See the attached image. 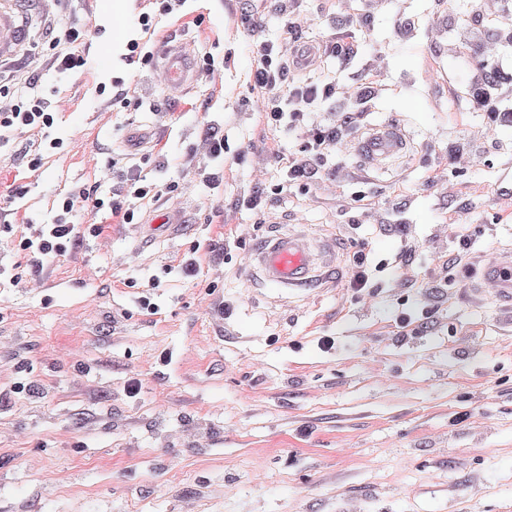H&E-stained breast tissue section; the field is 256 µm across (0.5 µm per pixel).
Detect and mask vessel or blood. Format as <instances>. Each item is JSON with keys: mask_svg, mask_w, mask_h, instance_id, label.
Returning a JSON list of instances; mask_svg holds the SVG:
<instances>
[{"mask_svg": "<svg viewBox=\"0 0 512 512\" xmlns=\"http://www.w3.org/2000/svg\"><path fill=\"white\" fill-rule=\"evenodd\" d=\"M15 0H0V58L17 53L25 46L27 31L16 20ZM195 58L189 44L176 42L160 55L157 71L166 87L180 92L192 81ZM407 146L400 124L388 122L369 129L356 149L364 170L381 167L402 154ZM334 252L318 245L304 234H283L266 241L251 253L248 266L260 274L264 284L280 289L311 291L325 272L331 271ZM472 292L492 297L499 304L512 307V251L492 254L484 264Z\"/></svg>", "mask_w": 512, "mask_h": 512, "instance_id": "obj_1", "label": "vessel or blood"}]
</instances>
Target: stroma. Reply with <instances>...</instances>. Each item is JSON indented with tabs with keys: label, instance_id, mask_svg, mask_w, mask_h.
Returning <instances> with one entry per match:
<instances>
[{
	"label": "stroma",
	"instance_id": "35a3bbf8",
	"mask_svg": "<svg viewBox=\"0 0 512 512\" xmlns=\"http://www.w3.org/2000/svg\"><path fill=\"white\" fill-rule=\"evenodd\" d=\"M106 3L27 0L25 66H0V82L48 100L61 141L42 154L40 135L0 137V512H512V310L470 291L488 254L512 249V123L488 119L512 111V43L496 23L512 0H304L295 40L337 32L352 49L309 78L372 94L320 105L341 127L336 172L301 186L274 156L297 152L303 131L266 126L250 86L248 47L280 38L281 0H186L172 14L125 0L119 41ZM250 13L263 28L243 24ZM71 27L91 31L88 64L63 74L46 43ZM174 37L215 61L176 96L122 59L128 40ZM475 47L503 76L487 110L471 101ZM118 81L140 108L107 103ZM392 120L411 151L362 174L356 134ZM136 167L159 197L130 224L75 212L106 232L31 273L20 231L51 223L66 190L109 193ZM254 193L263 213L240 205ZM173 209L175 235L147 230ZM288 231L335 244L338 278L306 295L252 282L248 253ZM32 380L39 396L17 392Z\"/></svg>",
	"mask_w": 512,
	"mask_h": 512
}]
</instances>
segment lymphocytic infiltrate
I'll return each mask as SVG.
<instances>
[{
    "instance_id": "1",
    "label": "lymphocytic infiltrate",
    "mask_w": 512,
    "mask_h": 512,
    "mask_svg": "<svg viewBox=\"0 0 512 512\" xmlns=\"http://www.w3.org/2000/svg\"><path fill=\"white\" fill-rule=\"evenodd\" d=\"M283 31L284 36L278 41H259L253 45L252 88L261 97L263 116L268 125L305 130L306 138L301 149L282 161L286 182L299 183L329 168L336 147V131L315 121L314 114L320 102L335 98L337 88L332 80L309 83L289 80L287 35L292 28L287 25ZM88 35V30L71 28L65 31L63 38L49 41L47 52L57 70L76 71L85 67L86 60L80 47ZM55 120L56 115L44 98L19 95L9 86L0 85L1 136L19 130L39 133L52 128ZM150 193V187L144 185L137 172L127 174L115 197L102 194L95 185L66 192L54 222L39 225L34 231L21 235L19 248L45 259L64 255L84 236L98 237L106 230L102 224L73 223V212L80 209L94 214L103 211L116 223L130 224L134 221L135 210L126 206V199L146 201Z\"/></svg>"
}]
</instances>
